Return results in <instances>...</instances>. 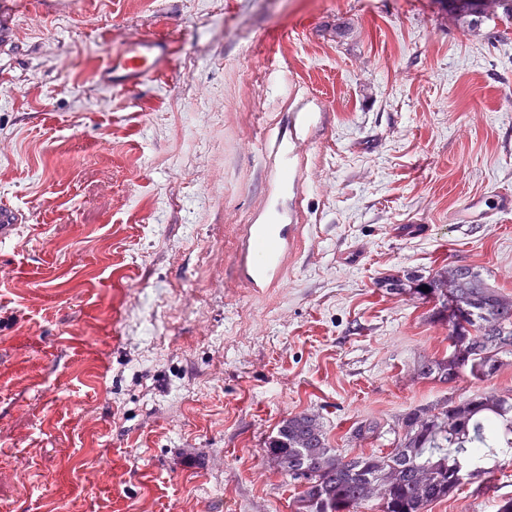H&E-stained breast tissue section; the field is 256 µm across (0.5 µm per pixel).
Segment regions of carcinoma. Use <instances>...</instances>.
Wrapping results in <instances>:
<instances>
[{
  "mask_svg": "<svg viewBox=\"0 0 512 512\" xmlns=\"http://www.w3.org/2000/svg\"><path fill=\"white\" fill-rule=\"evenodd\" d=\"M449 11L472 26L484 19H512V0H448ZM462 286L448 294V278ZM389 291L434 303L433 316L448 325L450 352L423 363L419 374L445 384L464 373L492 375L498 355L512 351V298L492 288L467 265H448L428 277L386 281ZM428 290L423 291L421 287ZM401 434L384 455H342L328 447L317 416L300 413L281 423L267 444L281 472L303 483L296 512H354L369 499L370 486L391 478L380 512H425L465 483L482 482L512 450V390L492 405L473 393L414 408L401 418ZM428 474L421 486L417 476Z\"/></svg>",
  "mask_w": 512,
  "mask_h": 512,
  "instance_id": "1",
  "label": "carcinoma"
}]
</instances>
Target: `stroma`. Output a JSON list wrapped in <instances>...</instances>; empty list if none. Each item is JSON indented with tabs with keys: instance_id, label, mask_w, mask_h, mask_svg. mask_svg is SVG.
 I'll return each mask as SVG.
<instances>
[{
	"instance_id": "obj_1",
	"label": "stroma",
	"mask_w": 512,
	"mask_h": 512,
	"mask_svg": "<svg viewBox=\"0 0 512 512\" xmlns=\"http://www.w3.org/2000/svg\"><path fill=\"white\" fill-rule=\"evenodd\" d=\"M168 38L163 74L101 85ZM294 164L286 166L285 150ZM512 21L440 0H0V512H294L265 444L319 416L329 447H391L415 407L512 388L421 378L432 303L388 278L467 265L512 297ZM299 227L250 287L245 229ZM426 225L423 235L407 224ZM357 246L361 264L337 262ZM379 424L362 438L355 427ZM512 461L428 512H497ZM173 55L172 43L165 38L144 36L132 40L112 53L100 73V81L107 88H128L154 77L158 66ZM512 213V192L497 189L490 196L474 195L466 200L455 216L457 224H484L501 214Z\"/></svg>"
}]
</instances>
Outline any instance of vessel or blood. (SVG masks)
Returning <instances> with one entry per match:
<instances>
[{
	"instance_id": "vessel-or-blood-1",
	"label": "vessel or blood",
	"mask_w": 512,
	"mask_h": 512,
	"mask_svg": "<svg viewBox=\"0 0 512 512\" xmlns=\"http://www.w3.org/2000/svg\"><path fill=\"white\" fill-rule=\"evenodd\" d=\"M168 39L144 36L132 40L113 53L100 73L108 88H128L155 76L162 62L171 59ZM512 213V192L498 189L492 195H475L466 200L455 216L459 224H483L502 214ZM245 276L256 288L273 284L288 250L293 247L296 227L292 224H253L247 230Z\"/></svg>"
}]
</instances>
